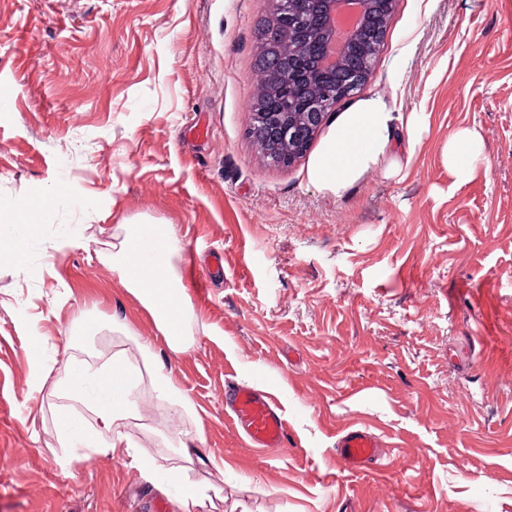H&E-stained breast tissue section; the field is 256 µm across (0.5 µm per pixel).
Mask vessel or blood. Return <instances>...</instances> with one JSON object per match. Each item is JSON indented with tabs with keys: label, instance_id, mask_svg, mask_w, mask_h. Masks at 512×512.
Returning a JSON list of instances; mask_svg holds the SVG:
<instances>
[{
	"label": "vessel or blood",
	"instance_id": "1",
	"mask_svg": "<svg viewBox=\"0 0 512 512\" xmlns=\"http://www.w3.org/2000/svg\"><path fill=\"white\" fill-rule=\"evenodd\" d=\"M225 407L243 438L254 448H283L288 443L287 423L277 405L254 389L237 386L224 392ZM379 439L363 428L348 429L338 441L340 468L360 471L380 457Z\"/></svg>",
	"mask_w": 512,
	"mask_h": 512
}]
</instances>
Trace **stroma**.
Segmentation results:
<instances>
[{
  "instance_id": "1",
  "label": "stroma",
  "mask_w": 512,
  "mask_h": 512,
  "mask_svg": "<svg viewBox=\"0 0 512 512\" xmlns=\"http://www.w3.org/2000/svg\"><path fill=\"white\" fill-rule=\"evenodd\" d=\"M266 8L0 0V212L40 195L51 214L0 228L26 253L0 258V512H512V0H396L359 96L429 128L405 179L340 199L245 136ZM473 125L484 163L463 182L444 147ZM129 223L180 238L186 353L112 267ZM143 341L197 418L156 398ZM116 353L141 372L133 445L65 465L62 413L94 423L55 391L65 361ZM232 385L280 407L287 447L243 440ZM352 425L383 443L358 473L335 460ZM199 426L191 462L172 442ZM154 461L201 487L188 510L142 478Z\"/></svg>"
}]
</instances>
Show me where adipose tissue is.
I'll list each match as a JSON object with an SVG mask.
<instances>
[{"mask_svg":"<svg viewBox=\"0 0 512 512\" xmlns=\"http://www.w3.org/2000/svg\"><path fill=\"white\" fill-rule=\"evenodd\" d=\"M426 127L424 113L404 116L382 99L364 100L341 113L330 127L308 166L307 179L321 192L340 198L378 169L394 177L402 175L407 168L398 157H413ZM482 142V134L474 126L449 137L445 148L448 166L461 181L474 174ZM180 253V240L168 226L128 224L113 236L112 266L122 286L151 313L169 348L177 354L192 345L186 324L193 314L179 269ZM138 385L137 368L121 355H113L94 370L70 362L62 389L89 406L95 417L94 425L83 430L71 415L62 416L61 431L72 447L104 453L111 445L126 442L125 422L136 413L132 392Z\"/></svg>","mask_w":512,"mask_h":512,"instance_id":"adipose-tissue-1","label":"adipose tissue"}]
</instances>
